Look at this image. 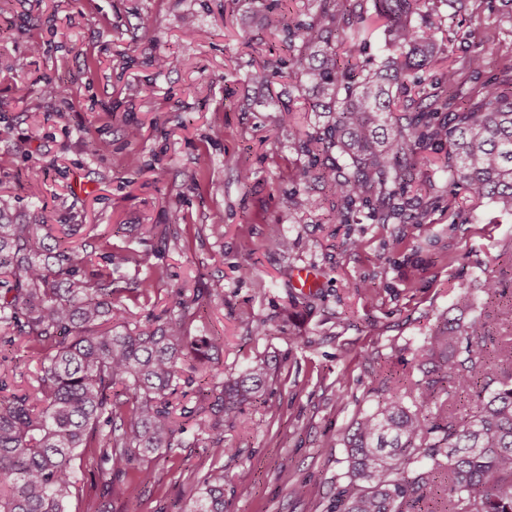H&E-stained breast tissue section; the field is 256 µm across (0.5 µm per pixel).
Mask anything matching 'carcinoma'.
<instances>
[{
  "label": "carcinoma",
  "mask_w": 512,
  "mask_h": 512,
  "mask_svg": "<svg viewBox=\"0 0 512 512\" xmlns=\"http://www.w3.org/2000/svg\"><path fill=\"white\" fill-rule=\"evenodd\" d=\"M318 12L290 14L284 0H249L257 26L277 33L288 53L286 77L308 101L314 126L298 128L291 105L274 108L296 127L293 143L308 164L292 175L321 184L323 197L296 191L286 216L328 202L331 221L418 224L427 211L405 213L399 196L420 154L448 144V179L478 202L512 213V73L459 95L458 71L443 74L440 91L413 97L408 84L440 53L435 35L413 24L425 0H316ZM374 11L383 21L388 54L361 64L352 41L336 56V31ZM484 41L471 56L478 71L495 53ZM0 199V346L27 342L38 369L20 393L8 390L17 365L0 358V512H67L76 489L79 451L108 471L127 475L137 460H170L191 425L214 460L224 457V417L262 399L270 368L216 371L217 336H191L188 325L212 301L207 288L145 322L126 324L112 300V274L81 275L93 253L67 245L44 217L16 223ZM459 316L446 318L418 348L424 371L414 407L391 389L377 407L358 414L344 438L346 472L330 512H512V336L489 352L491 331L512 326V304L474 315L477 297L454 298ZM154 479L145 467L99 495L138 499ZM179 512H224V467H211Z\"/></svg>",
  "instance_id": "cac0c4a2"
}]
</instances>
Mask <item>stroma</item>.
<instances>
[{"label":"stroma","mask_w":512,"mask_h":512,"mask_svg":"<svg viewBox=\"0 0 512 512\" xmlns=\"http://www.w3.org/2000/svg\"><path fill=\"white\" fill-rule=\"evenodd\" d=\"M244 11L239 0H0V198L14 217L41 209L73 243H93L82 274L111 273L131 321L173 306L175 284L222 295L192 335L223 337L220 369L259 357L271 366L265 403L224 419V512H329L342 438L382 399L381 379L414 405L415 351L451 316L455 294L493 276L512 296V215L422 165L414 178L427 194L404 200L408 212L426 210L425 225L333 224L323 207L285 220L304 159L271 107L294 83L262 78L282 53ZM414 21L444 48L423 74L427 91L489 33L499 50L478 76L463 75L461 96L512 65V0H428ZM189 22L202 39L184 38ZM160 55L192 65L160 73ZM48 80L69 85L72 105L42 94ZM174 210L179 236L161 243L148 230ZM281 237L292 248H277ZM127 250L140 264L122 261ZM308 267L319 276L311 293L295 283ZM262 320L268 334L254 335ZM210 464L185 432L128 503L90 495L102 464L85 454L68 512H176Z\"/></svg>","instance_id":"stroma-1"}]
</instances>
